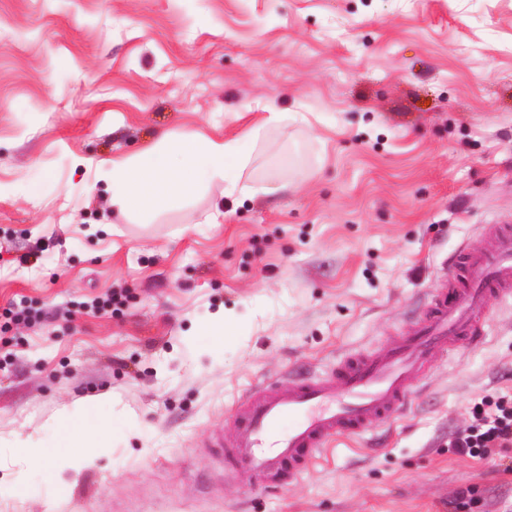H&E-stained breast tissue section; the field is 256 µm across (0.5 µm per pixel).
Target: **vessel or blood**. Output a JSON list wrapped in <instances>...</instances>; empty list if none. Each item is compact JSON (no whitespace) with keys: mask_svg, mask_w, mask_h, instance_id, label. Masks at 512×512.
<instances>
[{"mask_svg":"<svg viewBox=\"0 0 512 512\" xmlns=\"http://www.w3.org/2000/svg\"><path fill=\"white\" fill-rule=\"evenodd\" d=\"M512 300V234L459 250L448 286L428 297L414 331L368 355H347L322 377L260 384L235 402L239 426L217 444L225 476L257 487L297 481L336 440L407 413L419 374L435 358L482 344L493 305Z\"/></svg>","mask_w":512,"mask_h":512,"instance_id":"obj_1","label":"vessel or blood"}]
</instances>
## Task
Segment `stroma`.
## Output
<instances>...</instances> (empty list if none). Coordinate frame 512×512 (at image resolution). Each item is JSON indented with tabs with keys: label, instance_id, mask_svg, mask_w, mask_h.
Returning <instances> with one entry per match:
<instances>
[{
	"label": "stroma",
	"instance_id": "1",
	"mask_svg": "<svg viewBox=\"0 0 512 512\" xmlns=\"http://www.w3.org/2000/svg\"><path fill=\"white\" fill-rule=\"evenodd\" d=\"M254 126L231 195L119 219L94 178L162 131ZM0 185V477L33 489L0 512H512V447L448 446L512 392V303L288 488L210 451L246 388L387 346L458 249L512 228V0H0ZM99 393L93 465L27 469L14 432Z\"/></svg>",
	"mask_w": 512,
	"mask_h": 512
}]
</instances>
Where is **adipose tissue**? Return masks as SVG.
<instances>
[{
    "instance_id": "adipose-tissue-1",
    "label": "adipose tissue",
    "mask_w": 512,
    "mask_h": 512,
    "mask_svg": "<svg viewBox=\"0 0 512 512\" xmlns=\"http://www.w3.org/2000/svg\"><path fill=\"white\" fill-rule=\"evenodd\" d=\"M257 135L254 129L234 138L206 133L183 138L163 132L135 154L100 161L95 175L111 188L112 206L120 217L154 214L188 202L216 184L237 190ZM110 404L105 395L82 398L55 420L52 438L19 437V444L27 449L28 464L83 467L89 460L85 446L97 435Z\"/></svg>"
}]
</instances>
